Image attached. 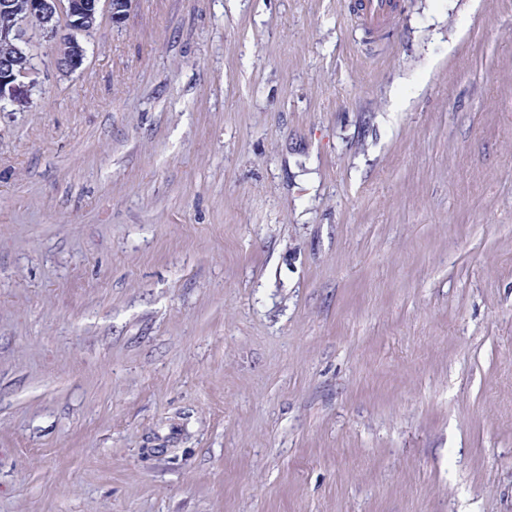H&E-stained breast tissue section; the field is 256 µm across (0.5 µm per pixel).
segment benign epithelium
<instances>
[{
	"label": "benign epithelium",
	"instance_id": "7a95c632",
	"mask_svg": "<svg viewBox=\"0 0 512 512\" xmlns=\"http://www.w3.org/2000/svg\"><path fill=\"white\" fill-rule=\"evenodd\" d=\"M102 1L114 24L124 21L133 4V0H0V14L11 18L10 24L0 27V112H24L32 103L30 87L22 82L31 70H16V65L24 64L25 27L38 24L43 33L55 39L56 66L71 73L82 66L87 54L77 34L93 28ZM58 15L66 16L71 33L57 34Z\"/></svg>",
	"mask_w": 512,
	"mask_h": 512
}]
</instances>
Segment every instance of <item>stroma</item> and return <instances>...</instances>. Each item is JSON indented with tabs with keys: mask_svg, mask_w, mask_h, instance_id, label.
<instances>
[{
	"mask_svg": "<svg viewBox=\"0 0 512 512\" xmlns=\"http://www.w3.org/2000/svg\"><path fill=\"white\" fill-rule=\"evenodd\" d=\"M135 0L0 112V512H512V0ZM398 7L397 0H362L356 21L367 30L382 33L393 23Z\"/></svg>",
	"mask_w": 512,
	"mask_h": 512,
	"instance_id": "35a3bbf8",
	"label": "stroma"
}]
</instances>
